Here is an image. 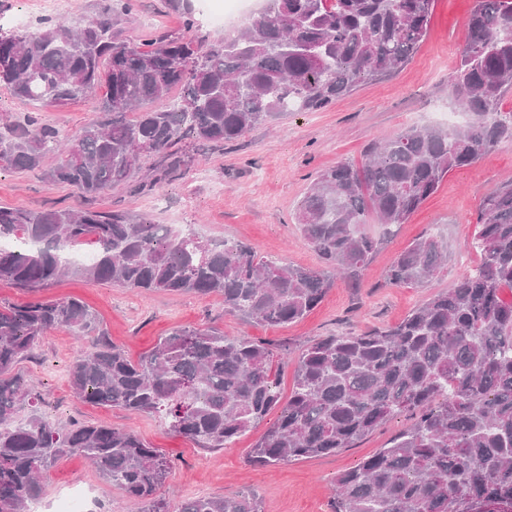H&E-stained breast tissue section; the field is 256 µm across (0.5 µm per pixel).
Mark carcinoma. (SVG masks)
Instances as JSON below:
<instances>
[{
  "label": "carcinoma",
  "instance_id": "obj_1",
  "mask_svg": "<svg viewBox=\"0 0 512 512\" xmlns=\"http://www.w3.org/2000/svg\"><path fill=\"white\" fill-rule=\"evenodd\" d=\"M435 0H264L211 41L180 33L145 43L119 38L129 0H107L79 26L45 18L36 31L0 33V84L37 106H66L104 90L103 121L72 137L35 112L0 126V161L49 184L93 196L151 189L186 174L192 154L222 146L285 112L323 110L363 83L390 76L427 34ZM468 40L448 78L463 126L409 127L373 142L357 167L340 161L310 183L296 221L324 268L310 270L229 239L90 208L31 212L0 207V237L38 244L0 250V281L36 292L64 275L143 291L217 294L224 311L276 327L311 312L335 285L355 281L376 249L372 220L404 224L451 171L512 141V0H475ZM178 99L162 107L155 103ZM50 155L56 164L46 165ZM158 158L152 178L143 160ZM92 241L79 264L69 246ZM470 247L480 264L381 331L328 336L296 356L288 399L277 389L265 342L214 328L179 327L133 360L104 338L78 299L0 305V512H29L42 476L80 455L138 512H263L255 493L188 497L172 511L158 495L170 461L136 434L97 424L60 429L16 372L48 331L68 330L79 350L68 370L83 400L138 414L162 412L171 431L203 448H224L272 412L250 462L275 465L350 448L390 418L414 416L378 453L339 474L333 512H512V182L482 201ZM435 236L393 259V287L422 286L441 267ZM27 416L19 417L22 408Z\"/></svg>",
  "mask_w": 512,
  "mask_h": 512
}]
</instances>
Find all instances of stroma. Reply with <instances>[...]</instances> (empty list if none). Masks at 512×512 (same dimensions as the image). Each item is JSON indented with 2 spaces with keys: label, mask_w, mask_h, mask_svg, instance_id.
Wrapping results in <instances>:
<instances>
[{
  "label": "stroma",
  "mask_w": 512,
  "mask_h": 512,
  "mask_svg": "<svg viewBox=\"0 0 512 512\" xmlns=\"http://www.w3.org/2000/svg\"><path fill=\"white\" fill-rule=\"evenodd\" d=\"M134 21L123 36L132 41L179 31L182 11L170 0H131ZM475 0H435L428 32L413 59L385 79L361 85L319 112H291L256 127L225 146L196 151L182 177L164 180L144 194L124 189L85 199L68 185H49L36 174L0 166V206L30 211H121L133 218L191 228L210 238L239 240L266 257L318 269V253L302 237L297 206L315 176L337 162L362 163L367 147L411 126L438 124L442 112L456 111L448 76L460 62L468 38L467 18ZM101 93L63 107L34 109L0 87V124L38 111L43 122L71 133L103 120ZM512 180V142L501 143L476 164L453 170L406 224L388 229L372 223L365 233L378 249L357 285L337 282L323 301L301 321L269 327L248 323L224 310L217 295L137 293L109 283L68 276L40 289L45 301L76 297L98 314L113 343L139 359L177 327L216 326L230 337L270 343L276 350H298L328 336L357 334L401 321L434 293L451 288L479 258L467 243L475 231L483 199ZM426 234L439 236L447 261L442 272L421 288L388 285L394 256ZM77 351L73 337L53 331L32 359L18 370L41 395L40 408L55 425L102 424L132 432L161 449L172 463L160 490L170 504L193 494L213 497L256 492L265 512H331L334 481L356 467L413 422L412 415L388 420L355 447L339 453L271 466H255L248 456L263 434L256 427L234 444L208 450L173 434L163 416L132 414L94 405L71 389L67 369ZM75 487L91 490L97 512H136L132 501L105 482L82 456L73 455L52 468L43 482L40 505L53 512L57 500Z\"/></svg>",
  "instance_id": "35a3bbf8"
}]
</instances>
